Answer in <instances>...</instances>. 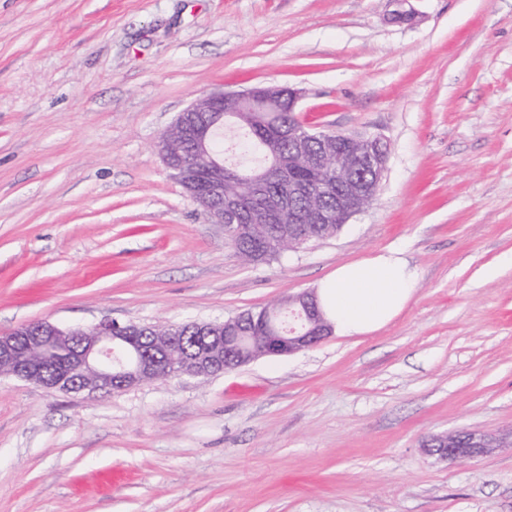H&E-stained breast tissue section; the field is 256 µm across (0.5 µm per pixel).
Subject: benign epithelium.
Listing matches in <instances>:
<instances>
[{
	"label": "benign epithelium",
	"instance_id": "1",
	"mask_svg": "<svg viewBox=\"0 0 512 512\" xmlns=\"http://www.w3.org/2000/svg\"><path fill=\"white\" fill-rule=\"evenodd\" d=\"M301 91L289 86H254L244 91L212 92L197 98L176 119L174 126L188 135L197 136L196 153L205 184L191 198L209 213L215 224L224 219L242 218L245 224H233L226 232L233 244L251 233L249 224H267L274 211L265 208L242 210L240 199L224 194V165L209 149L214 125L207 123L211 112L236 116L243 112H273L280 102L288 105L293 125L285 136L293 143L288 163L293 168L307 160L311 177L307 181L288 183V222L306 224L307 211L294 204L306 198L318 186L336 191V203L322 211L316 220L323 224H344L364 212L377 197L387 172L388 144L381 135L343 134L316 131L300 118ZM345 140L357 145L355 153L344 150L311 153L315 142L324 144ZM248 320L258 325L264 336L261 344L255 337L244 335ZM31 332L0 336V375L14 376L34 383L48 392L66 394L88 393L108 395L133 388L159 378L213 376L235 369L265 356L291 355L313 347L334 334L325 320L315 291H306L288 298L279 306L266 307L258 314L238 315L223 322H191L184 329L197 333V346L189 351L179 345L180 332L168 337L161 347L150 338L139 335L134 323L120 324L107 320L87 327L63 329L48 322L28 325ZM35 355L42 363L63 356L65 360L52 381L42 379ZM512 446V435L458 431L432 435L423 447L432 455L455 461L489 455L505 445Z\"/></svg>",
	"mask_w": 512,
	"mask_h": 512
}]
</instances>
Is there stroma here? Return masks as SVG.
Here are the masks:
<instances>
[{
    "label": "stroma",
    "instance_id": "stroma-1",
    "mask_svg": "<svg viewBox=\"0 0 512 512\" xmlns=\"http://www.w3.org/2000/svg\"><path fill=\"white\" fill-rule=\"evenodd\" d=\"M256 85L389 160L335 235L248 264L156 144ZM387 248L419 280L375 332L99 397L0 377V512H512V447H422L512 432V0H0V336L220 322ZM510 439V442L507 440ZM508 444L512 446L511 433L495 434L486 432L468 431L465 435L459 431L432 435L423 443V448L431 455L455 461L473 459L489 455Z\"/></svg>",
    "mask_w": 512,
    "mask_h": 512
}]
</instances>
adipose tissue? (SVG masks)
Returning a JSON list of instances; mask_svg holds the SVG:
<instances>
[{
    "instance_id": "adipose-tissue-1",
    "label": "adipose tissue",
    "mask_w": 512,
    "mask_h": 512,
    "mask_svg": "<svg viewBox=\"0 0 512 512\" xmlns=\"http://www.w3.org/2000/svg\"><path fill=\"white\" fill-rule=\"evenodd\" d=\"M418 270L401 250L344 263L321 279L319 305L344 336H360L389 324L409 302Z\"/></svg>"
}]
</instances>
